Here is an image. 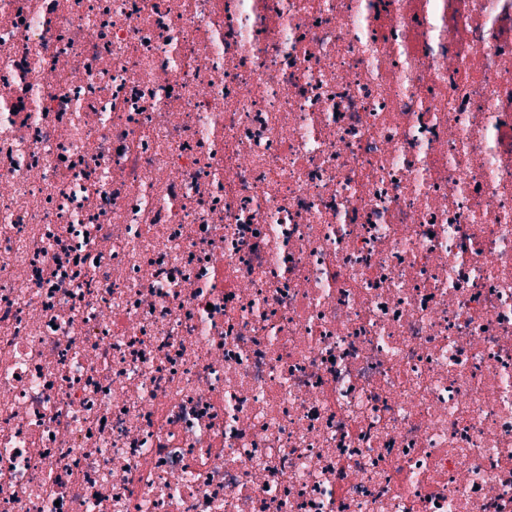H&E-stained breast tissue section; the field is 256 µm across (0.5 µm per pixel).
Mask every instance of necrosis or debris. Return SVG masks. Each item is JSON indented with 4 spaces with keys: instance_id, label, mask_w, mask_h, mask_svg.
Here are the masks:
<instances>
[{
    "instance_id": "necrosis-or-debris-1",
    "label": "necrosis or debris",
    "mask_w": 512,
    "mask_h": 512,
    "mask_svg": "<svg viewBox=\"0 0 512 512\" xmlns=\"http://www.w3.org/2000/svg\"><path fill=\"white\" fill-rule=\"evenodd\" d=\"M0 512H512V0H0Z\"/></svg>"
}]
</instances>
